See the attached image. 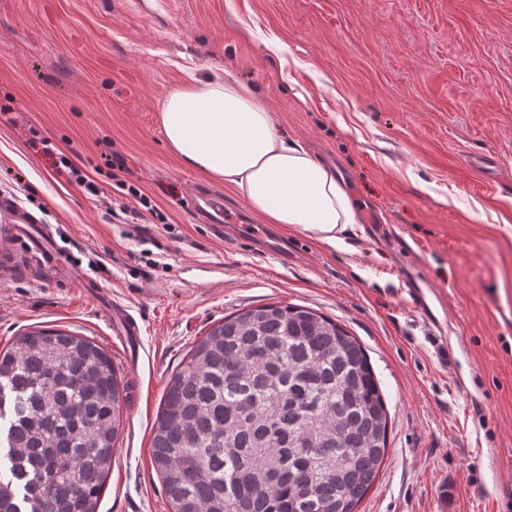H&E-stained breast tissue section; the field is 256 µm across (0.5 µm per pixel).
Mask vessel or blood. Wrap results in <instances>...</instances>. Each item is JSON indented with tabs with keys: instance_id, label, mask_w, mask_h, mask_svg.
I'll use <instances>...</instances> for the list:
<instances>
[{
	"instance_id": "vessel-or-blood-1",
	"label": "vessel or blood",
	"mask_w": 512,
	"mask_h": 512,
	"mask_svg": "<svg viewBox=\"0 0 512 512\" xmlns=\"http://www.w3.org/2000/svg\"><path fill=\"white\" fill-rule=\"evenodd\" d=\"M190 208L199 220L212 225L216 232L232 228L238 235L255 240L259 247L284 255L287 244L281 243L276 233L263 224H246L239 211L227 205L221 194L202 192L190 201ZM33 216L24 211L13 198H0V236L20 239L28 249L26 257L0 252V278L7 280L15 276L23 263L42 264L58 270L67 264L66 255L58 252L49 237L38 232L33 226Z\"/></svg>"
}]
</instances>
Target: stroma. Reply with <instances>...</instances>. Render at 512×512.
<instances>
[{
	"label": "stroma",
	"instance_id": "obj_1",
	"mask_svg": "<svg viewBox=\"0 0 512 512\" xmlns=\"http://www.w3.org/2000/svg\"><path fill=\"white\" fill-rule=\"evenodd\" d=\"M227 73L387 234L286 229L282 259L195 221L197 187L243 200L181 163L158 111L189 75ZM6 103L0 196L72 269L0 281V350L70 331L135 385L98 512H171L151 449L167 381L225 315L271 302L335 319L381 383L388 451L358 512H512V0H0ZM34 130L99 194L59 175ZM119 178L165 216L148 242L108 220ZM115 303L140 327L139 362Z\"/></svg>",
	"mask_w": 512,
	"mask_h": 512
}]
</instances>
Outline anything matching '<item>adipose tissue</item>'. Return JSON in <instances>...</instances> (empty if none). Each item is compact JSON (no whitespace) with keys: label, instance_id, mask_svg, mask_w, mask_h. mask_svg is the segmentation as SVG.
I'll use <instances>...</instances> for the list:
<instances>
[{"label":"adipose tissue","instance_id":"ef3b65f1","mask_svg":"<svg viewBox=\"0 0 512 512\" xmlns=\"http://www.w3.org/2000/svg\"><path fill=\"white\" fill-rule=\"evenodd\" d=\"M173 152L232 185L269 223L333 244L355 221L335 171L279 133L272 112L237 80L191 77L158 112Z\"/></svg>","mask_w":512,"mask_h":512}]
</instances>
